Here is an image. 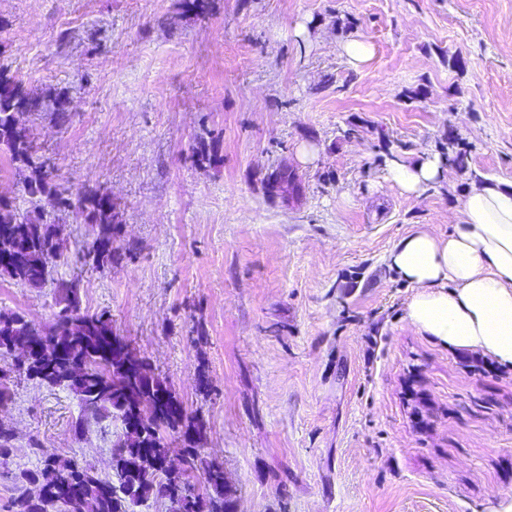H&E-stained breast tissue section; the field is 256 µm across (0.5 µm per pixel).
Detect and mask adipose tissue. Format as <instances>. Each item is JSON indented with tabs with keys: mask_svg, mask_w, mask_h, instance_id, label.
Returning a JSON list of instances; mask_svg holds the SVG:
<instances>
[{
	"mask_svg": "<svg viewBox=\"0 0 512 512\" xmlns=\"http://www.w3.org/2000/svg\"><path fill=\"white\" fill-rule=\"evenodd\" d=\"M443 177L442 161H390L387 180L421 195ZM390 266L414 288L410 324L444 345L492 356L512 367V183H475L449 235L407 234L392 249Z\"/></svg>",
	"mask_w": 512,
	"mask_h": 512,
	"instance_id": "obj_1",
	"label": "adipose tissue"
}]
</instances>
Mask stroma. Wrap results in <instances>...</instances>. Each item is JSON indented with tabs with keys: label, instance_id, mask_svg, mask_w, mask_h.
Returning a JSON list of instances; mask_svg holds the SVG:
<instances>
[{
	"label": "stroma",
	"instance_id": "1",
	"mask_svg": "<svg viewBox=\"0 0 512 512\" xmlns=\"http://www.w3.org/2000/svg\"><path fill=\"white\" fill-rule=\"evenodd\" d=\"M0 67L46 100L24 119L55 182L107 192L136 250L76 264L93 235L72 209L54 277L199 417L235 512L512 507V367L412 327L388 262L409 232L448 234L472 182L512 181V0H0ZM210 138L215 164L192 156ZM425 150L445 168L426 194L387 180ZM280 166L303 193L267 192ZM1 309L58 311L3 275ZM14 390L0 512L34 440L113 480L119 426L75 436L74 393Z\"/></svg>",
	"mask_w": 512,
	"mask_h": 512
}]
</instances>
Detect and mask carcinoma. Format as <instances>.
<instances>
[{"mask_svg":"<svg viewBox=\"0 0 512 512\" xmlns=\"http://www.w3.org/2000/svg\"><path fill=\"white\" fill-rule=\"evenodd\" d=\"M39 97L24 91L7 73H0V147L6 149L12 164L22 176L23 190L30 201L47 199L52 202L53 211L24 214L17 210L10 199H0V226L12 227L11 235L0 237V274L16 284L41 288L51 284L59 311L55 323L43 331L35 327L27 317L17 311H0V357L11 362L0 368V406L14 401L13 379L24 376L50 388H64L72 391L81 404V417L75 424V433L94 423L102 425L117 420L122 402L136 401L150 414L155 429L201 432V424L194 417L183 414L180 421L171 422L161 413L155 398L163 391L174 399L176 395L166 381L151 367L142 370L132 380L112 361V337L115 332L112 319L104 313H89L82 309L81 280L49 279V264L65 260L61 239L58 235L60 216L75 206L83 221L94 228L101 240V249L89 247L78 255V261L93 268L118 267L126 259H132L135 251L131 246L119 244L120 221L111 199L96 187H86L78 192L76 199L68 191L55 184L49 159L38 154L30 129L20 123L19 115L36 112L41 107ZM268 188L276 190L284 185L298 193L301 186L291 171L281 167L268 175ZM23 336L57 337L65 342L71 354V361L81 370L76 378L63 373L55 377L43 375L48 364L38 354L28 353V366L21 368L12 360L11 347L17 345ZM137 439L119 438L113 445L115 463L131 454ZM15 436L13 429L0 421V464H6L13 456ZM171 450L164 444L159 460L139 463L136 471L116 472L119 484L125 493L116 498H101L95 489L79 503L66 499L64 480L72 469H82L89 478L98 476L89 464L58 463L48 450L37 442L32 444V454L39 458L41 465L24 469L14 475V481L23 493L12 502L13 512H130L133 502L156 499L171 501L182 493L181 484L171 481L166 472V459ZM185 464L190 468L202 466L210 493L205 497H194L192 512H230L231 497L224 484V468L207 462L202 457V448L189 442L180 443Z\"/></svg>","mask_w":512,"mask_h":512,"instance_id":"cac0c4a2","label":"carcinoma"}]
</instances>
